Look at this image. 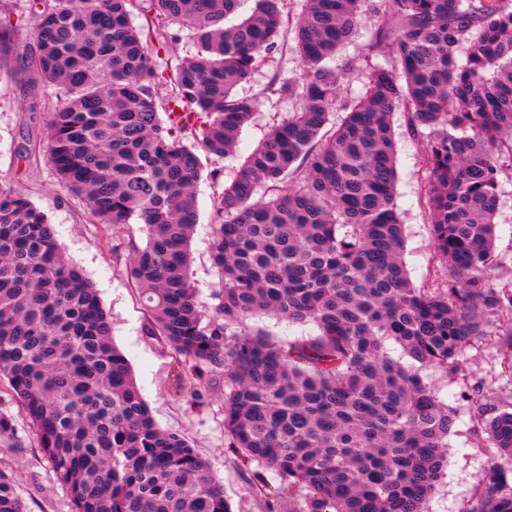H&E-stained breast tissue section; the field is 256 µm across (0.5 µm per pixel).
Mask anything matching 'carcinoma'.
I'll list each match as a JSON object with an SVG mask.
<instances>
[{
	"mask_svg": "<svg viewBox=\"0 0 512 512\" xmlns=\"http://www.w3.org/2000/svg\"><path fill=\"white\" fill-rule=\"evenodd\" d=\"M241 2L152 0L141 28L130 22L138 0L42 3L27 70L62 101L47 122L59 186L101 224L144 225L145 246L114 243L113 258L149 334L189 369L192 396L224 373L226 445L261 467L251 489L264 512H425L456 421L429 369L463 380L473 423L499 453L464 512H512V411L464 368L465 349L495 336L512 378V284L491 280L499 177L512 173V5L380 0L391 22L348 97V73L326 61L358 35L365 0H306L296 18L283 0H254L226 25ZM173 25L197 52L162 71L149 45L164 48ZM13 32L0 19V67ZM290 33L302 86L278 74L269 90L299 106L218 195L221 288L207 313L188 275L200 155L234 151L256 108L235 87ZM398 109L423 140L421 193L444 274L423 288L408 278L394 202ZM258 313L316 334L283 344L232 330ZM2 378L72 512H230L188 439L150 415L94 284L47 215L0 188ZM0 512H28L2 469Z\"/></svg>",
	"mask_w": 512,
	"mask_h": 512,
	"instance_id": "carcinoma-1",
	"label": "carcinoma"
}]
</instances>
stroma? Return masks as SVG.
Wrapping results in <instances>:
<instances>
[{
	"instance_id": "obj_1",
	"label": "stroma",
	"mask_w": 512,
	"mask_h": 512,
	"mask_svg": "<svg viewBox=\"0 0 512 512\" xmlns=\"http://www.w3.org/2000/svg\"><path fill=\"white\" fill-rule=\"evenodd\" d=\"M4 8L23 18L14 34L11 52L13 66L20 67L30 60L36 45L31 0H0V10ZM277 71L301 79L303 66L292 41H280L270 61L260 66L248 81L237 85L239 95L255 98L257 109L239 134L236 154L221 162L220 179L210 178L208 171L213 164L207 160L203 163L207 174L196 187L198 221L190 241V278L200 301L209 307L216 303L214 292L219 284L218 271L210 259V244L220 187L237 178L244 157L298 103L294 97L279 98L267 93L270 79ZM56 105L51 90L31 85L26 77L15 78L9 72H0V187L27 195L47 213L63 251L93 282L110 319L112 341L126 356L140 394L158 426L191 440L221 484L232 512H262L248 475L225 446L223 375L214 377L199 401L189 387H177L178 361L170 350L148 335L143 307L122 267L113 261L111 241L131 237L142 245L145 235L135 224L112 228L99 224L77 198L57 184L46 152V123ZM392 126L396 141L395 204L403 224V260L410 280L420 286L427 284L436 266L428 216L421 199L423 146L421 139L409 132L406 112H394ZM500 180L502 194L496 226L499 263L492 273L497 284L512 283V176L504 174ZM502 357L495 337H488L482 344L467 349V372L484 379L494 392L512 391V383L500 375ZM427 376L439 399L456 410L458 418L448 436V465L426 510L465 512L495 451L484 446L482 434L474 431L471 411L459 396L458 384L438 371H428ZM0 415L11 419L18 440L14 446L0 443V468L14 475L16 489L30 512H71L66 490L55 482L50 464L32 441L21 405L2 397Z\"/></svg>"
}]
</instances>
